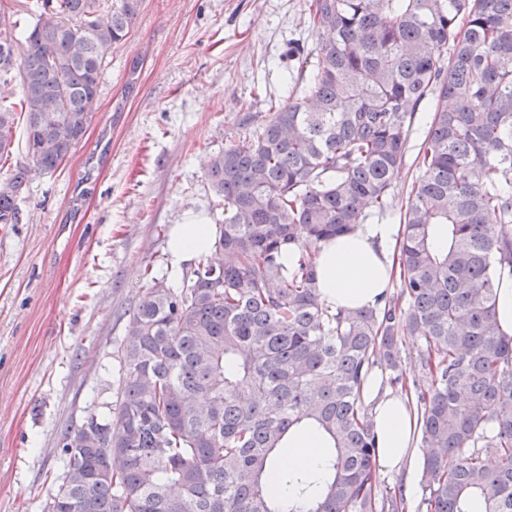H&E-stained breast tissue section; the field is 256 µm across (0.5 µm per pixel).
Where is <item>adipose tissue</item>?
I'll use <instances>...</instances> for the list:
<instances>
[{
  "label": "adipose tissue",
  "instance_id": "ef3b65f1",
  "mask_svg": "<svg viewBox=\"0 0 512 512\" xmlns=\"http://www.w3.org/2000/svg\"><path fill=\"white\" fill-rule=\"evenodd\" d=\"M399 228L394 224H361L349 235L322 244L317 260L321 298L331 309L378 306L391 287L394 245ZM215 227L200 221L175 225L169 242L172 268L178 269L211 247ZM364 396L374 403V421L380 465L398 472L411 465L416 454L419 423L404 394L379 392L367 381ZM322 450L308 432L294 435L289 448L274 459L278 471L317 470Z\"/></svg>",
  "mask_w": 512,
  "mask_h": 512
}]
</instances>
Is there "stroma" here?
Masks as SVG:
<instances>
[{"label":"stroma","mask_w":512,"mask_h":512,"mask_svg":"<svg viewBox=\"0 0 512 512\" xmlns=\"http://www.w3.org/2000/svg\"><path fill=\"white\" fill-rule=\"evenodd\" d=\"M306 0H142L112 50L94 119L0 224V512H46L63 437L106 413L122 315L148 273L171 285L173 225L224 221L204 165L286 97Z\"/></svg>","instance_id":"obj_1"}]
</instances>
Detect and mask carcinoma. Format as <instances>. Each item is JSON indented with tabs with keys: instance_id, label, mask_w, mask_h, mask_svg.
<instances>
[{
	"instance_id": "carcinoma-1",
	"label": "carcinoma",
	"mask_w": 512,
	"mask_h": 512,
	"mask_svg": "<svg viewBox=\"0 0 512 512\" xmlns=\"http://www.w3.org/2000/svg\"><path fill=\"white\" fill-rule=\"evenodd\" d=\"M39 2L24 27L0 8V84L17 80L27 151L0 178V224L81 142L142 4ZM308 14L319 48L289 73L301 95L210 158L214 245L178 287L150 277L124 313L116 419L91 412L65 435L49 512H404L403 494L377 491L363 399L377 365L420 408L418 512H512V339L495 313L496 269L512 268V0H309ZM5 99L0 157L15 131ZM420 112L399 291L334 311L320 244L390 211ZM406 336L422 339L418 377ZM300 431L325 448L313 492L304 471L271 470Z\"/></svg>"
}]
</instances>
